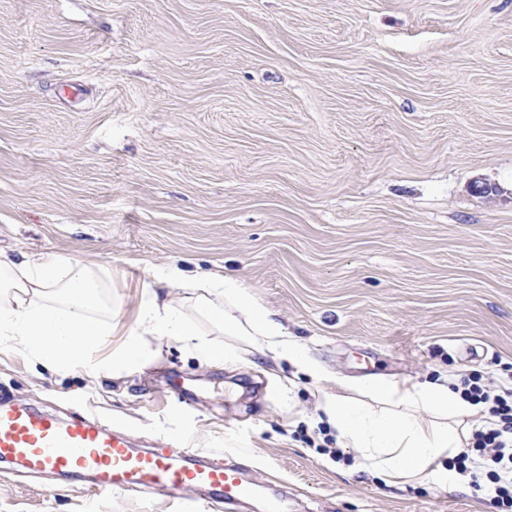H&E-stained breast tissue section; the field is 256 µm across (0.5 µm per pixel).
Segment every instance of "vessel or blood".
<instances>
[{
	"instance_id": "vessel-or-blood-1",
	"label": "vessel or blood",
	"mask_w": 512,
	"mask_h": 512,
	"mask_svg": "<svg viewBox=\"0 0 512 512\" xmlns=\"http://www.w3.org/2000/svg\"><path fill=\"white\" fill-rule=\"evenodd\" d=\"M2 462L32 474L86 476L95 492L161 489L181 499L186 492L200 491L228 505L257 492L237 467L201 461L186 439L172 448L138 451L96 420H64L26 405L0 403Z\"/></svg>"
}]
</instances>
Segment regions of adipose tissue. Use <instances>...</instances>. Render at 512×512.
I'll return each mask as SVG.
<instances>
[{"instance_id": "ef3b65f1", "label": "adipose tissue", "mask_w": 512, "mask_h": 512, "mask_svg": "<svg viewBox=\"0 0 512 512\" xmlns=\"http://www.w3.org/2000/svg\"><path fill=\"white\" fill-rule=\"evenodd\" d=\"M108 277L103 269L53 253L19 260L0 250V335L49 367L85 360L112 336L121 313L106 306L102 288ZM106 310L110 319H100ZM196 315L208 320L215 334L237 338L242 351L288 362L303 374L315 372L303 347L248 289L216 274L189 278L176 267L151 274L118 360L139 359L144 336L174 341L193 336L209 362L233 360V353L198 336ZM367 391L366 402L345 394L324 400L327 421L345 447L355 449L366 469L389 486H455L460 476L448 464L468 445L469 420L480 413L463 398L460 383L445 376L425 384L379 379Z\"/></svg>"}]
</instances>
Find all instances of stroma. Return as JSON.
<instances>
[{
    "label": "stroma",
    "instance_id": "35a3bbf8",
    "mask_svg": "<svg viewBox=\"0 0 512 512\" xmlns=\"http://www.w3.org/2000/svg\"><path fill=\"white\" fill-rule=\"evenodd\" d=\"M0 248L108 270L123 316L61 371L0 345L1 398L191 434L251 472L233 512H501L371 478L320 416L342 381L512 376V0H0ZM168 265L249 288L316 375L162 336L112 369ZM0 512L179 506L2 463Z\"/></svg>",
    "mask_w": 512,
    "mask_h": 512
}]
</instances>
